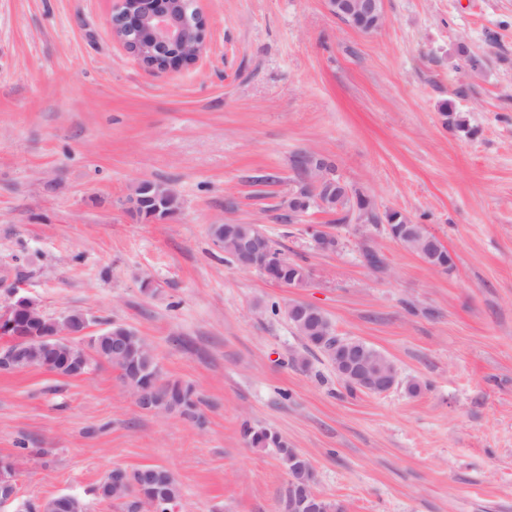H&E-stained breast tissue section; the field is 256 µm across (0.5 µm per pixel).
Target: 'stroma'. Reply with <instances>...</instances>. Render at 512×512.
<instances>
[{"label": "stroma", "instance_id": "1", "mask_svg": "<svg viewBox=\"0 0 512 512\" xmlns=\"http://www.w3.org/2000/svg\"><path fill=\"white\" fill-rule=\"evenodd\" d=\"M112 5L0 0V305L19 288L91 332L133 328L166 377L195 385L203 421L138 409L105 364L0 371V458L20 499L124 512L97 497L100 480L159 465L179 512H281L287 474L246 443L247 419L286 437L344 512H512V0H383L370 34L327 0H197L208 47L173 73L128 54ZM298 153L425 224L454 269L314 208L281 223ZM144 180L167 183L179 215L132 217L124 201ZM213 224L260 225L308 267L306 286L229 262ZM311 224L339 248L317 250ZM366 245L386 274L368 270ZM293 300L421 393H348L269 314Z\"/></svg>", "mask_w": 512, "mask_h": 512}]
</instances>
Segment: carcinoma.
Returning a JSON list of instances; mask_svg holds the SVG:
<instances>
[{
    "label": "carcinoma",
    "instance_id": "obj_1",
    "mask_svg": "<svg viewBox=\"0 0 512 512\" xmlns=\"http://www.w3.org/2000/svg\"><path fill=\"white\" fill-rule=\"evenodd\" d=\"M293 168L297 172L298 186L288 199V213L278 216L282 221L291 223L312 207L334 215L333 223L336 225L347 224L353 219H374L378 222L384 220L393 225L394 239L414 253L418 252L420 241L409 236L408 232L429 235L424 225L408 220L397 211L378 215L373 201L364 193L351 188L336 175L335 167L321 156L299 153L293 158ZM322 168L330 173V177L325 179L323 187L318 189L315 187L316 171ZM129 198L137 199V203L130 211L146 221H165L181 209V202L175 191L159 182L138 183ZM210 231L215 243L224 249L233 262L238 263L240 259L236 251L237 238L241 235H255L260 232V227L256 224H213ZM266 244L270 254L282 263L279 277L283 280V285L303 287L308 280L309 270L289 259L280 244L272 238H266ZM110 329L112 335L101 336L97 342L90 344L92 354H83L85 366L81 372H88L93 360L106 363L119 371V379L130 393L140 394L152 400L156 412L174 414L187 419L200 417L201 400L195 387L165 377L151 345L144 337L122 324H113ZM294 329L300 334L306 349L316 350L326 358L336 371L337 380L348 391L359 390L350 376L339 372L337 353L332 351V346L340 342L342 337L336 334L326 314H321V321L315 326L296 325ZM242 432L250 446L272 449L285 468L288 467V462L297 463L302 457V454L291 448L288 440L275 430L246 422ZM156 470L162 474V482L159 497L156 504L152 505L151 512H172L173 506L179 504L180 500L179 482L163 467L158 466ZM137 477L138 470L124 469L121 482L111 484L106 480L100 481V498L122 502L125 512H140L142 500L139 499L135 486Z\"/></svg>",
    "mask_w": 512,
    "mask_h": 512
}]
</instances>
